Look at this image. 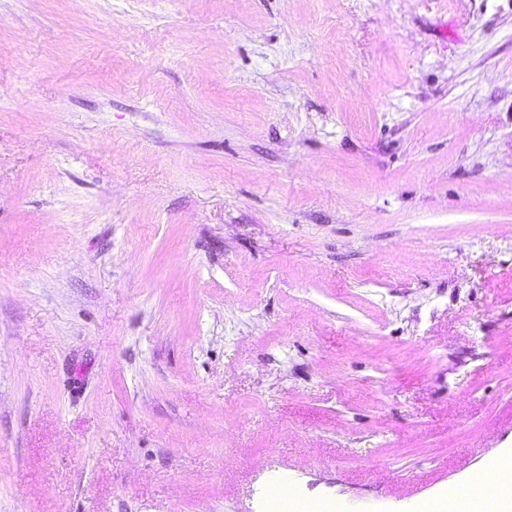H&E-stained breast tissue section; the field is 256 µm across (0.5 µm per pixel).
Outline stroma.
Returning a JSON list of instances; mask_svg holds the SVG:
<instances>
[{
  "mask_svg": "<svg viewBox=\"0 0 512 512\" xmlns=\"http://www.w3.org/2000/svg\"><path fill=\"white\" fill-rule=\"evenodd\" d=\"M509 451L512 0H0V512Z\"/></svg>",
  "mask_w": 512,
  "mask_h": 512,
  "instance_id": "35a3bbf8",
  "label": "stroma"
}]
</instances>
